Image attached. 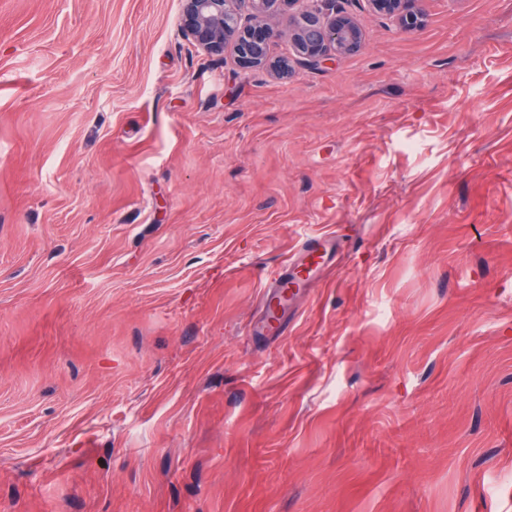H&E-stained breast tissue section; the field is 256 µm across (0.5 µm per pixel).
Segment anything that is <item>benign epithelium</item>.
<instances>
[{
  "label": "benign epithelium",
  "mask_w": 512,
  "mask_h": 512,
  "mask_svg": "<svg viewBox=\"0 0 512 512\" xmlns=\"http://www.w3.org/2000/svg\"><path fill=\"white\" fill-rule=\"evenodd\" d=\"M372 10L405 31L420 28L422 0H368ZM271 16L286 20L296 51L294 63L317 68L341 55L363 48V35L353 16L336 7V0H322L311 7L308 0H183L179 28L182 35L210 53L233 43L238 64L244 69L268 67L287 73L288 61L270 60V45L277 36L267 23Z\"/></svg>",
  "instance_id": "benign-epithelium-1"
}]
</instances>
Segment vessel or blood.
Wrapping results in <instances>:
<instances>
[{
    "mask_svg": "<svg viewBox=\"0 0 512 512\" xmlns=\"http://www.w3.org/2000/svg\"><path fill=\"white\" fill-rule=\"evenodd\" d=\"M339 235L331 231L304 240L298 249L281 261L275 275L261 293V316L249 328L250 335L272 337L282 333L281 315L292 294L309 288L316 274L333 265Z\"/></svg>",
    "mask_w": 512,
    "mask_h": 512,
    "instance_id": "vessel-or-blood-1",
    "label": "vessel or blood"
}]
</instances>
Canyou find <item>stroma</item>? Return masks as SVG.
Returning a JSON list of instances; mask_svg holds the SVG:
<instances>
[{
	"label": "stroma",
	"mask_w": 512,
	"mask_h": 512,
	"mask_svg": "<svg viewBox=\"0 0 512 512\" xmlns=\"http://www.w3.org/2000/svg\"><path fill=\"white\" fill-rule=\"evenodd\" d=\"M339 2L362 50L279 76L0 0V512H512V0ZM423 0H368L372 10L392 20L401 30L411 31L420 28L424 13L420 7ZM338 239L336 230L317 235L304 240L294 253L284 257L275 275L263 286L260 297L261 316L250 325L251 336L272 337L282 334L280 313L285 311L295 293L309 288L316 274H323L332 267Z\"/></svg>",
	"instance_id": "stroma-1"
}]
</instances>
